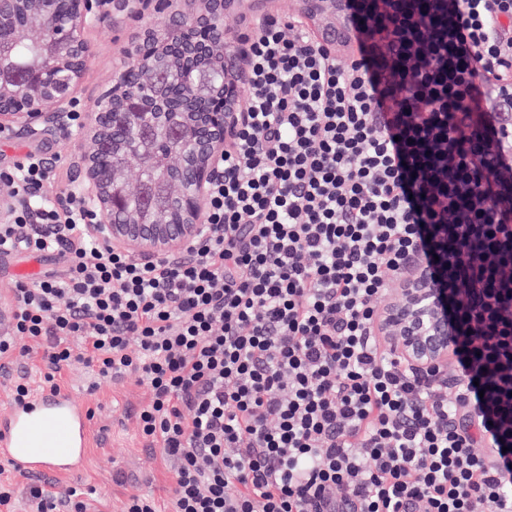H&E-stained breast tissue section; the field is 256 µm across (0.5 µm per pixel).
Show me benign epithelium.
<instances>
[{
	"instance_id": "obj_1",
	"label": "benign epithelium",
	"mask_w": 512,
	"mask_h": 512,
	"mask_svg": "<svg viewBox=\"0 0 512 512\" xmlns=\"http://www.w3.org/2000/svg\"><path fill=\"white\" fill-rule=\"evenodd\" d=\"M272 7V0H186L187 8L175 14L178 25L188 37L172 51L171 56L181 65L186 61L219 51L224 58L227 78L224 83L222 112H187V135L194 153L184 169L189 190L180 198V219L175 224L160 223L148 215L120 221L117 213L124 207L125 196L115 178L97 164V153L105 150L110 141L106 133L107 119L112 125L133 126L154 116L152 110L166 109L178 113L182 104L171 101L154 88H144L128 96V111L109 114L112 93L105 92L99 101V112L91 134L78 154V163L87 181V198L95 203L98 223L92 225L94 234L112 247L134 259L152 260L178 256L185 247L205 230L204 204L210 186L223 176L215 166L224 149V141L236 130L245 112L244 91L247 73L242 66L245 53L234 38L224 35L218 45L203 47L191 37L198 27H210L217 16L237 11H254L256 4ZM51 0H0V37L9 32L4 21L20 6H36L48 12ZM297 14L325 36L336 33V20L343 10L342 0H297ZM90 15L85 0H79L69 27L72 35L60 40L68 54L64 64L73 71L66 87H52L37 76L28 82L29 91L18 102L8 81H0V131L19 132L29 138H42L68 126L67 105L75 86L82 77L88 45L86 30ZM375 328L384 348L398 361L424 373L448 364L452 353V337L448 321L442 312V302L431 287V276L414 266L399 278L395 294L375 317Z\"/></svg>"
}]
</instances>
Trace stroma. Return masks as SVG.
Masks as SVG:
<instances>
[{
    "mask_svg": "<svg viewBox=\"0 0 512 512\" xmlns=\"http://www.w3.org/2000/svg\"><path fill=\"white\" fill-rule=\"evenodd\" d=\"M95 26L86 39L89 53L75 96L85 113H94L98 98L112 86L117 72L129 61L126 53L132 41L145 27V21L121 9L95 13ZM84 143L83 132L61 133L33 140L14 134L12 140H0V167L10 165L19 155L36 150L52 165V178L44 187L47 198L73 190L80 181L75 158ZM61 388L77 396L92 419L83 449L80 471L58 475V486H71L90 492L96 512H122L133 495L148 494L159 503L170 497V461L161 444L142 437L137 413L150 394L134 378L118 377L93 384L92 375L83 365L62 373Z\"/></svg>",
    "mask_w": 512,
    "mask_h": 512,
    "instance_id": "35a3bbf8",
    "label": "stroma"
}]
</instances>
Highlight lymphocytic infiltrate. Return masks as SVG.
Masks as SVG:
<instances>
[{
    "instance_id": "obj_1",
    "label": "lymphocytic infiltrate",
    "mask_w": 512,
    "mask_h": 512,
    "mask_svg": "<svg viewBox=\"0 0 512 512\" xmlns=\"http://www.w3.org/2000/svg\"><path fill=\"white\" fill-rule=\"evenodd\" d=\"M353 9L345 63L298 18L257 22L246 111L180 258L112 249L79 191L39 200V154L0 169V253L63 264L15 283L0 359L21 336L49 390L81 364L151 394L138 426L171 497L124 512H512V0ZM413 263L448 308L452 396L375 330ZM29 496L90 512L74 487Z\"/></svg>"
}]
</instances>
